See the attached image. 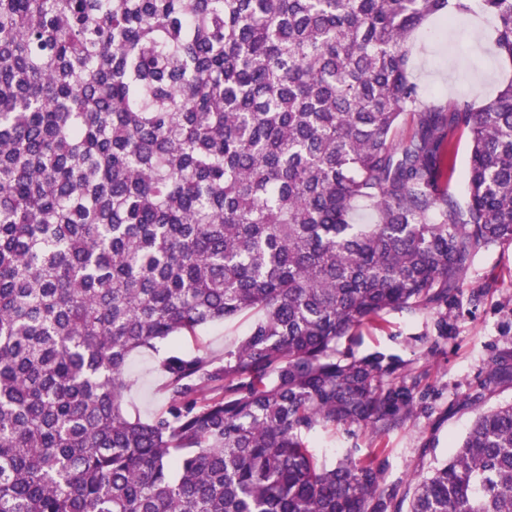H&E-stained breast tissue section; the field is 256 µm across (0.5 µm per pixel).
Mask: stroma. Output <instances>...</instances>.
I'll list each match as a JSON object with an SVG mask.
<instances>
[{"label": "stroma", "mask_w": 512, "mask_h": 512, "mask_svg": "<svg viewBox=\"0 0 512 512\" xmlns=\"http://www.w3.org/2000/svg\"><path fill=\"white\" fill-rule=\"evenodd\" d=\"M429 21L412 37L411 64L423 99L430 105L496 94L512 79V60L501 57L492 40V18L465 17L446 36ZM435 311H391L363 326L355 341L340 340L339 351L355 356L381 353L396 357L401 374L419 377L411 414L385 432L351 426L315 429L307 436L311 451L333 464L346 455L381 456L386 488L404 489L414 475L448 457L479 411L512 402V376L489 381L499 366L512 368V243L478 252L448 305V333L436 332ZM252 321L244 314L207 325L193 335L173 337L168 348L186 353L223 355ZM158 354L145 349L129 363L124 404L148 419L165 409L164 378Z\"/></svg>", "instance_id": "1"}]
</instances>
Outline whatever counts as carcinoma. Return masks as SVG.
<instances>
[{"instance_id": "1", "label": "carcinoma", "mask_w": 512, "mask_h": 512, "mask_svg": "<svg viewBox=\"0 0 512 512\" xmlns=\"http://www.w3.org/2000/svg\"><path fill=\"white\" fill-rule=\"evenodd\" d=\"M512 59V0H480ZM467 0H0V512H512V404L404 491L320 460L418 381L337 352L512 243V80L422 106L409 38ZM467 136L468 198L450 189ZM375 215L357 224V203ZM250 311L220 358L132 354ZM158 354L145 349L135 353L129 363V388L124 404L131 414L149 419L165 409L167 398L163 392L164 378L156 368Z\"/></svg>"}]
</instances>
